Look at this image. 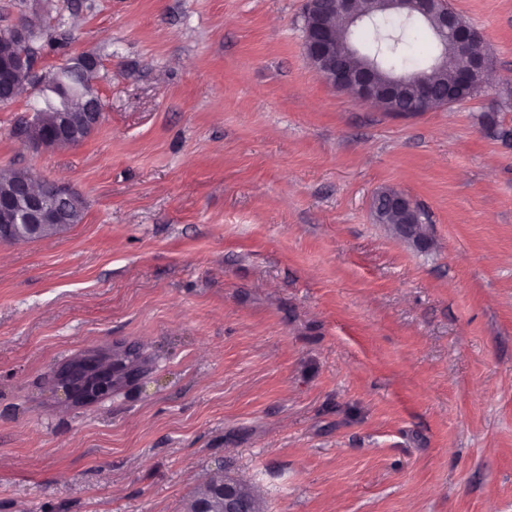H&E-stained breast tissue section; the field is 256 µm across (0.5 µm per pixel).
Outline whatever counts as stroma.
Instances as JSON below:
<instances>
[{
    "label": "stroma",
    "instance_id": "35a3bbf8",
    "mask_svg": "<svg viewBox=\"0 0 512 512\" xmlns=\"http://www.w3.org/2000/svg\"><path fill=\"white\" fill-rule=\"evenodd\" d=\"M512 80V0H453ZM303 0H0L53 70L98 60L103 120L0 172L84 198L81 223L0 244V512H185L216 476L265 512H512V129L495 91L400 114L324 82ZM399 190L419 250L377 222ZM140 347L85 406L54 372Z\"/></svg>",
    "mask_w": 512,
    "mask_h": 512
}]
</instances>
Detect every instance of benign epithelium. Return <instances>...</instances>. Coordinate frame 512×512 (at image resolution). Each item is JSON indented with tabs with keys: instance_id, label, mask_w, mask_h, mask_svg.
<instances>
[{
	"instance_id": "1",
	"label": "benign epithelium",
	"mask_w": 512,
	"mask_h": 512,
	"mask_svg": "<svg viewBox=\"0 0 512 512\" xmlns=\"http://www.w3.org/2000/svg\"><path fill=\"white\" fill-rule=\"evenodd\" d=\"M446 0H379L385 9L413 18L419 22L430 21L436 28L437 56L429 65L433 70L443 59L448 34H453L455 52L466 54L472 43L481 35L470 25H460L453 13L441 8ZM305 13L310 18V24L305 26L303 48L307 60L328 84L338 85L360 102L371 103L376 93H382L393 103V111L410 112L412 107L403 106L398 102V92L407 87H413L421 100L430 96L431 85L425 79L424 72H410L381 79L375 70L363 64L355 75L346 79H336L334 58L340 48L341 40L336 36V27L332 20L339 17L347 27L365 24L371 20L369 12L362 8V0H305ZM16 38L27 50L5 62H0V77L5 79L11 75L28 71L32 74L39 72V51H31L34 36L24 23L14 27ZM68 68L63 67L53 74L40 75V86L55 90L65 86ZM493 72L490 55L485 53L472 60L469 70L460 73L456 83L465 85L478 76L486 77ZM61 123L51 132H42L28 127V132L21 139L38 148H52L59 143L71 146L78 145L90 137L98 128L102 114L97 112L91 117L85 129L79 131L65 120V113H60ZM39 183V190L33 191L28 186L21 187L20 194L14 197H0V243H13L21 240L34 241L40 239L50 227L58 229L68 226V214L75 203L77 193L68 186L34 177ZM391 231L399 238L407 241L418 249H426L432 245L425 224H391ZM90 374L83 383L74 386L59 378L57 385L64 392L67 401L76 404L97 401L107 396L111 388L105 384L107 379L125 376V370L114 366L110 370L97 367L93 358L87 359ZM252 501L240 489V482L226 480L217 482L208 495L201 500L196 512H250Z\"/></svg>"
}]
</instances>
